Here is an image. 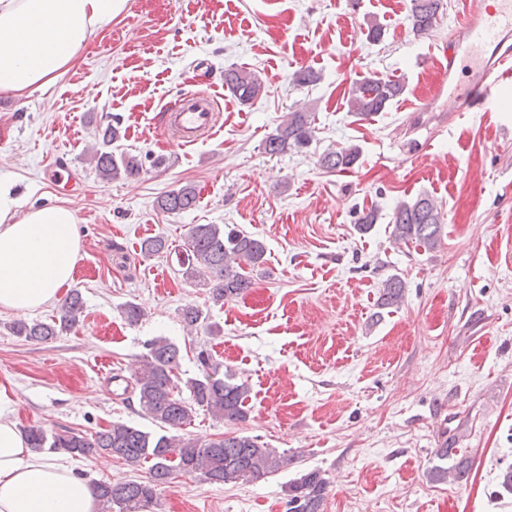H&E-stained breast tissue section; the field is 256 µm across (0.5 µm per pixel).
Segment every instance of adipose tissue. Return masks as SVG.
I'll return each mask as SVG.
<instances>
[{
  "mask_svg": "<svg viewBox=\"0 0 512 512\" xmlns=\"http://www.w3.org/2000/svg\"><path fill=\"white\" fill-rule=\"evenodd\" d=\"M128 0H0V94L55 82ZM76 217L64 206L21 211L0 179V308L54 302L75 272ZM86 480L61 459L32 454L16 425L0 421V512H97Z\"/></svg>",
  "mask_w": 512,
  "mask_h": 512,
  "instance_id": "adipose-tissue-1",
  "label": "adipose tissue"
}]
</instances>
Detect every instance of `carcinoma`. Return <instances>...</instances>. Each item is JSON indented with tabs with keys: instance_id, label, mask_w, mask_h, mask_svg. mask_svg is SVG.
I'll return each mask as SVG.
<instances>
[{
	"instance_id": "carcinoma-1",
	"label": "carcinoma",
	"mask_w": 512,
	"mask_h": 512,
	"mask_svg": "<svg viewBox=\"0 0 512 512\" xmlns=\"http://www.w3.org/2000/svg\"><path fill=\"white\" fill-rule=\"evenodd\" d=\"M441 9L442 0H411L408 20L412 29L420 34L428 33L435 26ZM224 84L242 105L251 103L263 91L259 76L242 67L224 70ZM404 92L405 84L398 78L365 77L352 88L349 108L359 120H370L386 111ZM314 123L313 112L301 109L288 113V119L265 140V152L280 155L308 147L314 137ZM359 157L360 149L354 144L329 148L320 156V164L328 170L342 172L353 168ZM92 161L104 180L116 179L135 167L134 160L118 158L106 149L95 151ZM197 199L196 189L187 184L161 197L157 205L165 213H182L194 209ZM378 217L375 207L362 211L355 224L357 231L368 233ZM389 224L391 237L398 243L411 242L427 252L441 243V210L428 195H421L412 203H398ZM266 253L264 242L244 231L226 232L218 224H195L190 229L188 248L180 267L187 273L201 275L203 285L218 303L237 298L251 287L246 269L265 265ZM405 290L406 282L400 277L386 279L378 305L398 306L405 297ZM82 309L81 294L74 290L51 321L18 320L11 325V330L27 340L46 342L69 331L77 323ZM182 320L193 330L205 322V316L201 309L187 306L182 310ZM179 359L177 345L162 337L153 339L147 344V353L142 355L133 376L139 412L159 431H144L115 422L87 437L66 430L49 435L40 427H32L26 431L28 445L38 451L63 452L72 457L104 454L130 467L148 464L149 477L143 481L99 480L90 484L101 512H152L157 487L178 475L199 477L210 483L236 484L258 480L290 463L285 454L265 446L255 437L236 435L199 440L179 434L198 408L217 420H245L250 393L247 382L238 383L234 375L221 372V364L213 361L205 350L197 353L200 374L181 383L175 375ZM184 390L188 392L186 397L182 396ZM327 485V479L318 470L289 482L285 488L288 512H321Z\"/></svg>"
}]
</instances>
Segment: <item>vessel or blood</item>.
I'll use <instances>...</instances> for the list:
<instances>
[{
  "mask_svg": "<svg viewBox=\"0 0 512 512\" xmlns=\"http://www.w3.org/2000/svg\"><path fill=\"white\" fill-rule=\"evenodd\" d=\"M454 40L443 46L445 60L433 90V101H449L458 112H482L497 105L512 86V0H468L456 26ZM161 120L172 142L190 146L211 137L217 119L211 98L189 93L178 106L165 107Z\"/></svg>",
  "mask_w": 512,
  "mask_h": 512,
  "instance_id": "obj_1",
  "label": "vessel or blood"
}]
</instances>
